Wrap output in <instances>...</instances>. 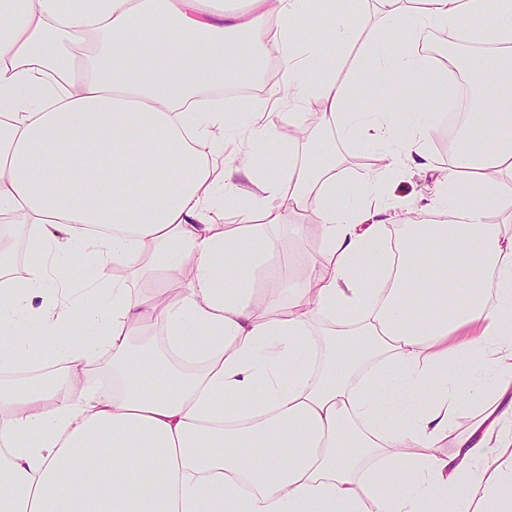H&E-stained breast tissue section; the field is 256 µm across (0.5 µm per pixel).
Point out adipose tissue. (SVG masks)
Segmentation results:
<instances>
[{
  "label": "adipose tissue",
  "mask_w": 512,
  "mask_h": 512,
  "mask_svg": "<svg viewBox=\"0 0 512 512\" xmlns=\"http://www.w3.org/2000/svg\"><path fill=\"white\" fill-rule=\"evenodd\" d=\"M210 2L0 0V257L19 227L39 256L0 282V375L42 359L34 336L72 334L51 381L0 387V512H512V0H376L312 37L310 0ZM437 30L487 46L478 83L497 93L467 113L483 152L418 204L388 186L435 166L418 101L448 100ZM340 44L364 60L342 78ZM260 56L281 68L269 96L200 107ZM312 100L382 160L355 195L325 149L220 163L225 142L251 151L237 121L279 143L273 106L296 147ZM307 209L319 260L253 299L238 266L281 253L276 227ZM77 263L162 287L116 278L84 306ZM105 355L108 390L88 381Z\"/></svg>",
  "instance_id": "obj_1"
}]
</instances>
